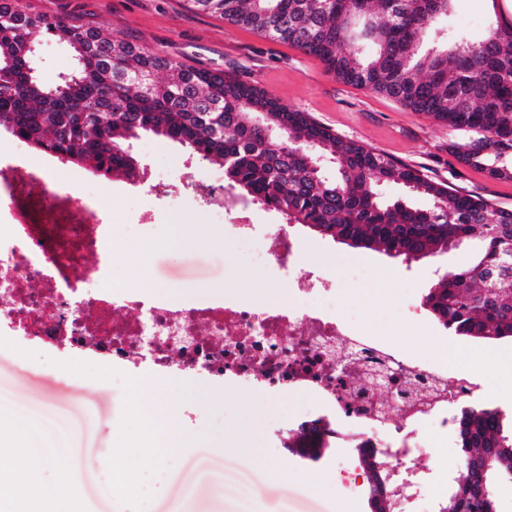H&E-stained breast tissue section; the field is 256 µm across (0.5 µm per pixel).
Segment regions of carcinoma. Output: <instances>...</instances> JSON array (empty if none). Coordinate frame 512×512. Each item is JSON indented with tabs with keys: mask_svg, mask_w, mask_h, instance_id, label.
<instances>
[{
	"mask_svg": "<svg viewBox=\"0 0 512 512\" xmlns=\"http://www.w3.org/2000/svg\"><path fill=\"white\" fill-rule=\"evenodd\" d=\"M193 9L318 58L337 80L385 95L412 112L472 134L448 144L458 164L512 181V22L477 40L448 27L454 0H188ZM66 44L74 70L40 78L36 34ZM164 79H157L158 73ZM147 76L135 88L129 80ZM51 152L63 164L142 178L131 151L144 135L181 145L224 167L233 198L278 211L288 224L407 261L464 242L473 263L443 276L423 304L448 330L484 341L512 338V209L463 194L420 170L346 140L221 71L183 66L102 27L26 11L0 0V132ZM336 161L333 170L317 166ZM398 185L402 196L384 189ZM427 198L416 208L407 197ZM464 453L437 512H499L498 486L512 479V431L501 412L475 404L455 418ZM288 430L285 448H316L336 427L315 420ZM374 470L372 503L391 512L400 484L380 449L356 447Z\"/></svg>",
	"mask_w": 512,
	"mask_h": 512,
	"instance_id": "carcinoma-1",
	"label": "carcinoma"
}]
</instances>
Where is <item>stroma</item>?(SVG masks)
<instances>
[{"label":"stroma","mask_w":512,"mask_h":512,"mask_svg":"<svg viewBox=\"0 0 512 512\" xmlns=\"http://www.w3.org/2000/svg\"><path fill=\"white\" fill-rule=\"evenodd\" d=\"M26 10L49 17L93 23L114 36L149 48L186 67L223 71L268 94L280 103L308 113L337 135L376 149L420 170L428 178L464 193L490 199L512 209V182L489 179L483 172L459 165L449 143L465 142V133L448 128L419 112L368 89L344 84L326 72L315 57L291 45L268 40L224 19L192 10L187 0H22ZM145 175L176 186L184 172L200 179L218 178V166L189 162L179 144L145 136L134 145ZM97 192L112 206L119 254L118 274L138 266L141 240L164 235L168 225H181L179 245L157 251L149 272L162 296L185 301L215 288L245 282L243 301L256 305L287 298L286 276L252 263L237 251L231 235L208 214L144 195L143 183L121 177L100 182ZM157 212L140 228L143 209ZM288 235L303 268H319L336 280V311L343 320L379 345L394 346L413 361L431 358L435 336L443 326L422 300L439 278L469 265L473 245L420 261L351 247L299 224ZM449 346L462 357L448 371L449 381L482 368L481 388L474 401L486 402L512 423V340L489 345L466 336L448 335ZM150 362L133 366L91 360L84 352L42 344L30 336L0 333V400L49 409L51 421L74 429L66 453L55 468L36 472L33 488L50 485L56 468L85 461L76 492L80 512H241V485L253 490L250 512H339L357 504L371 512L369 485L351 443L336 439L323 459L309 462L280 444L281 417L321 416L314 401L291 392L259 394L236 382L219 390L203 382L196 392L168 383L153 390L141 381ZM150 402L153 416L178 407L186 428L197 440L162 468L143 467L126 484L112 480L108 465L116 448L135 440L139 453L153 451L141 437L137 406ZM388 448L421 447L416 467L424 482L408 512H437L449 479L460 469L455 429L408 433L386 428ZM224 478V495L216 497L210 476Z\"/></svg>","instance_id":"35a3bbf8"}]
</instances>
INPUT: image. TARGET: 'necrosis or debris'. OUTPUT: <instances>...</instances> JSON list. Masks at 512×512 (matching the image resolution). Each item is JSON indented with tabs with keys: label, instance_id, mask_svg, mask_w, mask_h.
I'll list each match as a JSON object with an SVG mask.
<instances>
[{
	"label": "necrosis or debris",
	"instance_id": "necrosis-or-debris-1",
	"mask_svg": "<svg viewBox=\"0 0 512 512\" xmlns=\"http://www.w3.org/2000/svg\"><path fill=\"white\" fill-rule=\"evenodd\" d=\"M56 163L50 155L33 163L20 148L0 152V328L83 348L99 362L133 364L146 357L164 373L202 369L261 393L312 394L336 411L340 432L359 443L379 444L388 416L371 383L375 375L390 373L392 389L416 390L397 408L407 424L448 428L449 405L478 390L468 378L447 391V363L425 367L350 338L336 315L334 280L295 270L282 226L260 234L241 220L229 224L239 250L255 263L294 269L293 304L258 309L204 297L152 300L140 293L134 274L126 286H116L112 211L75 178L55 176ZM148 322L161 341L146 356L141 338ZM7 415L32 431L26 446L32 453L53 455L70 434L59 422L52 437L38 436L40 417L21 404L10 406Z\"/></svg>",
	"mask_w": 512,
	"mask_h": 512
}]
</instances>
